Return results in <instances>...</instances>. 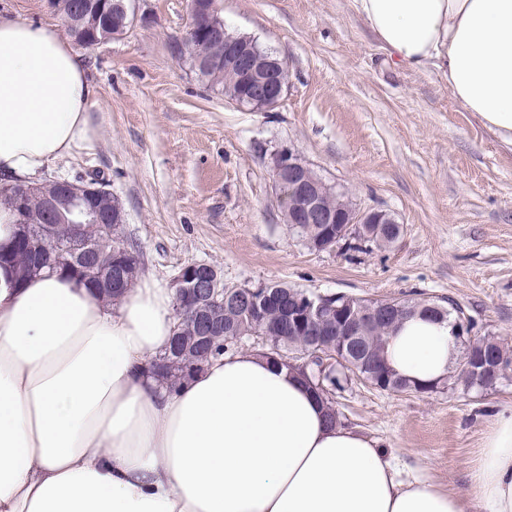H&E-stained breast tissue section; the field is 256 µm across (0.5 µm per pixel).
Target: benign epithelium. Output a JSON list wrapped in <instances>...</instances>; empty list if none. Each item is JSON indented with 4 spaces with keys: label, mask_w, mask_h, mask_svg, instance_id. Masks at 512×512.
Here are the masks:
<instances>
[{
    "label": "benign epithelium",
    "mask_w": 512,
    "mask_h": 512,
    "mask_svg": "<svg viewBox=\"0 0 512 512\" xmlns=\"http://www.w3.org/2000/svg\"><path fill=\"white\" fill-rule=\"evenodd\" d=\"M215 7L213 0H190V26L187 36L200 34L206 27V19ZM74 28H88L95 24L101 28L112 27V37L128 33L133 20L126 8L119 4L107 11L102 0H85L78 10V17L69 20ZM211 56L199 62L201 67L224 66L233 76L234 92L228 99L235 105L251 110L270 112L283 99L289 85L287 63L275 52L262 49L248 36L224 33V38L214 41ZM273 185L283 209L286 224H322L326 226L318 248L331 249L344 240L359 238L363 229L371 224L386 226V232L394 239L401 238L403 225L386 210L361 209L351 206L332 209L325 203L331 193L325 181L311 174V168L294 151L275 150L269 162ZM19 190L12 197L16 206L23 204L26 196L40 195L47 209L56 208L66 200L80 213V219L68 225L69 244L66 248L45 257L50 267H74L85 262L94 265L95 273L104 288L122 289L125 282L120 274H114L116 244L112 243V229L126 223L124 208L117 196L105 185L92 182L80 183L62 178L44 183L21 180ZM174 289L175 317L177 325H185L195 331L212 335L219 331L209 307L218 304L224 294L236 287L224 284L218 271L207 262H190L181 266L170 280ZM359 298L344 295L336 307V320L330 329L322 332L329 337L319 351L304 350L296 358L307 365L314 360L327 366L332 358L338 364L348 365L355 343L364 335L368 325L383 321L392 315H400L403 307L394 297L374 299L376 305L365 312L354 309ZM266 303L278 307L282 327L288 332L309 329L313 322L303 310V301L293 295L270 294ZM461 365L467 370L486 373L495 370L496 357L489 351L478 359L464 356Z\"/></svg>",
    "instance_id": "7a95c632"
}]
</instances>
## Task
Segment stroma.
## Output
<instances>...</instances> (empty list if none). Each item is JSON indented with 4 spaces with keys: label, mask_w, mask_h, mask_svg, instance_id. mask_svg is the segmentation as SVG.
Listing matches in <instances>:
<instances>
[{
    "label": "stroma",
    "mask_w": 512,
    "mask_h": 512,
    "mask_svg": "<svg viewBox=\"0 0 512 512\" xmlns=\"http://www.w3.org/2000/svg\"><path fill=\"white\" fill-rule=\"evenodd\" d=\"M130 6L133 29L85 53L95 136L47 173L104 174L142 275L166 285L181 265L204 261L230 286L450 298L474 334L512 347V145L463 110L441 78L394 67L351 0H221L230 33L289 64L279 107L255 112L178 58L189 0ZM280 149L359 207L390 212L403 236L387 249H310L290 234L272 186L269 155ZM336 406L346 426L465 491L493 411L512 406V375L465 395L351 380Z\"/></svg>",
    "instance_id": "stroma-1"
}]
</instances>
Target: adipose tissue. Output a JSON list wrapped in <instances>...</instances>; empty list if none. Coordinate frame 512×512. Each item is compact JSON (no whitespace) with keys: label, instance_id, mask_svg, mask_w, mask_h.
Here are the masks:
<instances>
[{"label":"adipose tissue","instance_id":"1","mask_svg":"<svg viewBox=\"0 0 512 512\" xmlns=\"http://www.w3.org/2000/svg\"><path fill=\"white\" fill-rule=\"evenodd\" d=\"M397 67L438 74L512 145V0H352ZM87 61L56 26L0 14V174L28 178L93 137ZM171 289L114 304L57 274L0 269V512H512V406L469 491L443 489L377 441L331 425L298 372L229 350L176 391L143 365L167 346ZM446 323L404 320L400 375L445 378Z\"/></svg>","mask_w":512,"mask_h":512}]
</instances>
